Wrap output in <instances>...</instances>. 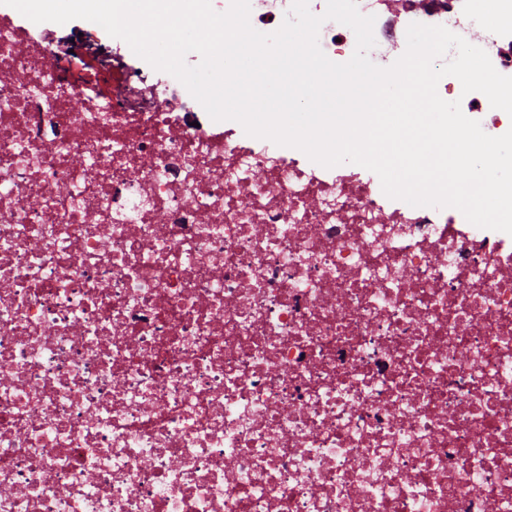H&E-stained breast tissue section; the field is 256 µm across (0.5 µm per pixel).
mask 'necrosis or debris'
I'll return each instance as SVG.
<instances>
[{
  "label": "necrosis or debris",
  "instance_id": "obj_1",
  "mask_svg": "<svg viewBox=\"0 0 512 512\" xmlns=\"http://www.w3.org/2000/svg\"><path fill=\"white\" fill-rule=\"evenodd\" d=\"M378 66L475 0H358ZM56 66L0 18V512H512V236ZM489 135L512 117L479 92Z\"/></svg>",
  "mask_w": 512,
  "mask_h": 512
}]
</instances>
